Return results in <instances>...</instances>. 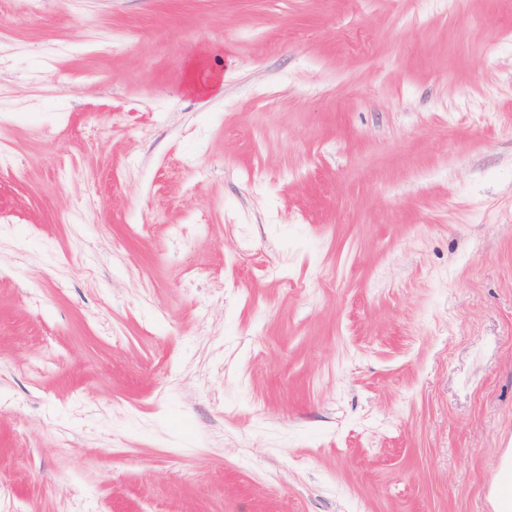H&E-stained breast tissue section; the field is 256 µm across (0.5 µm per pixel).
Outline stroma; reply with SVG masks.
I'll return each mask as SVG.
<instances>
[{
	"label": "stroma",
	"instance_id": "35a3bbf8",
	"mask_svg": "<svg viewBox=\"0 0 512 512\" xmlns=\"http://www.w3.org/2000/svg\"><path fill=\"white\" fill-rule=\"evenodd\" d=\"M0 147V512H500L512 0H0Z\"/></svg>",
	"mask_w": 512,
	"mask_h": 512
}]
</instances>
